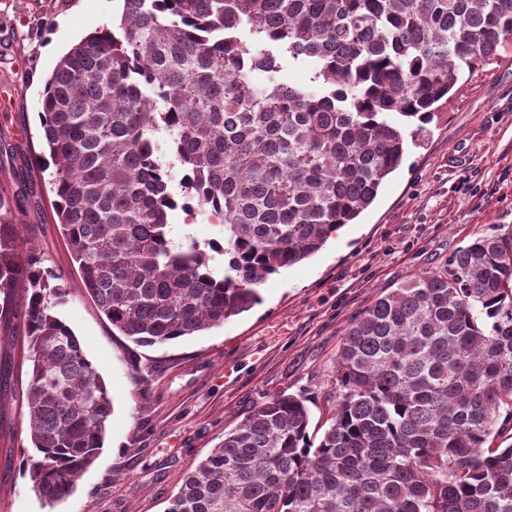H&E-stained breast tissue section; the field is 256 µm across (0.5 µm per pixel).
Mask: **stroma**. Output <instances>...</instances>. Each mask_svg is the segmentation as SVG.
Listing matches in <instances>:
<instances>
[{
  "label": "stroma",
  "mask_w": 512,
  "mask_h": 512,
  "mask_svg": "<svg viewBox=\"0 0 512 512\" xmlns=\"http://www.w3.org/2000/svg\"><path fill=\"white\" fill-rule=\"evenodd\" d=\"M102 0H0V188L16 199L19 259L36 253L69 289L63 319L113 401L103 447L65 498L41 500L26 387L12 327L0 321V512H166L184 474L265 396L304 397L321 436L336 402V353L377 295L512 228V51L461 80L422 148L376 202L319 253L272 275L260 301L223 325L138 346L80 288L42 161L39 101L60 57L111 27Z\"/></svg>",
  "instance_id": "1"
}]
</instances>
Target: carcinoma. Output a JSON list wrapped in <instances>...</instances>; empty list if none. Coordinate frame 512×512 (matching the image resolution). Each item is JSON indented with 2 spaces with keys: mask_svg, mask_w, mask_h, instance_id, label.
Instances as JSON below:
<instances>
[{
  "mask_svg": "<svg viewBox=\"0 0 512 512\" xmlns=\"http://www.w3.org/2000/svg\"><path fill=\"white\" fill-rule=\"evenodd\" d=\"M509 46L512 0H123L40 99L80 288L138 346L224 324L367 210ZM311 60L309 85L280 81ZM12 205L0 189V319L19 320L29 475L51 504L95 461L112 399L59 314L63 276L17 260ZM178 206L221 213L222 240L175 243ZM309 425L301 398L262 400L167 512H512V442L490 445L512 431V228L377 296L346 329L319 440Z\"/></svg>",
  "mask_w": 512,
  "mask_h": 512,
  "instance_id": "1",
  "label": "carcinoma"
}]
</instances>
